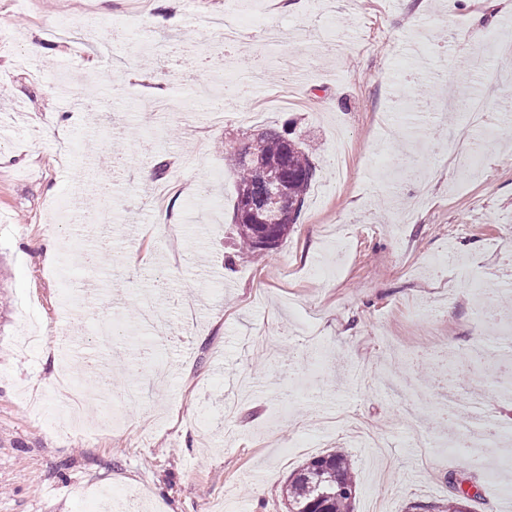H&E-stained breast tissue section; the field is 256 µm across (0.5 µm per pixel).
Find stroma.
I'll return each mask as SVG.
<instances>
[{
    "mask_svg": "<svg viewBox=\"0 0 512 512\" xmlns=\"http://www.w3.org/2000/svg\"><path fill=\"white\" fill-rule=\"evenodd\" d=\"M291 2L151 0L143 19L131 0H0V512H97L105 490L117 512H287L291 474L339 449L354 512L460 478L471 512H512L505 472L435 445L448 404L512 420L484 364L512 339L477 319L512 286H470L512 269V0ZM229 3L250 20L234 44L215 27ZM89 8L109 57L43 33ZM270 128L310 145L316 178L278 249L239 253L229 159ZM160 163L161 199L140 178ZM62 339L90 411L74 429L53 418Z\"/></svg>",
    "mask_w": 512,
    "mask_h": 512,
    "instance_id": "stroma-1",
    "label": "stroma"
}]
</instances>
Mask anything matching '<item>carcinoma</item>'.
I'll return each instance as SVG.
<instances>
[{
  "instance_id": "carcinoma-1",
  "label": "carcinoma",
  "mask_w": 512,
  "mask_h": 512,
  "mask_svg": "<svg viewBox=\"0 0 512 512\" xmlns=\"http://www.w3.org/2000/svg\"><path fill=\"white\" fill-rule=\"evenodd\" d=\"M237 198L254 196L266 183L287 182L288 217L280 225L288 236L296 223L313 177L301 178L298 173L315 171L309 151L294 142L287 145V136L270 131L247 142L234 159ZM239 248L247 253L260 254L253 240V224L244 216H234ZM283 496L288 512H352L356 497L353 464L348 453L334 451L310 458L286 485ZM469 497L455 490L442 504H415L414 512H467Z\"/></svg>"
}]
</instances>
